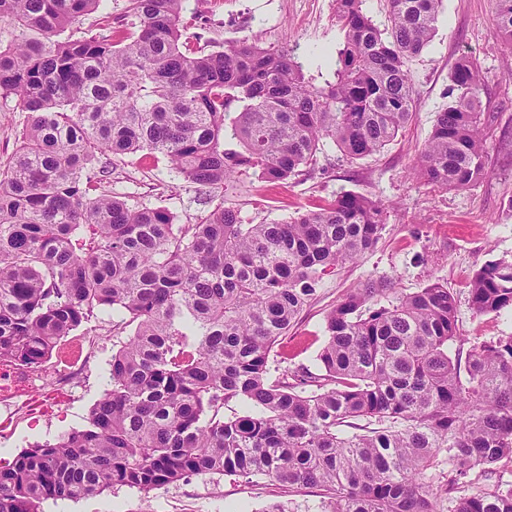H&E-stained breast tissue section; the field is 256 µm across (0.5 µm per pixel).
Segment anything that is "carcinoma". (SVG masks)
I'll use <instances>...</instances> for the list:
<instances>
[{
  "mask_svg": "<svg viewBox=\"0 0 512 512\" xmlns=\"http://www.w3.org/2000/svg\"><path fill=\"white\" fill-rule=\"evenodd\" d=\"M101 2L0 0V96L29 113L0 171V366L40 368L102 309L122 315L114 331L134 326L87 425L0 460V512L193 475L316 487L318 512H512V487L490 482L512 460V334L451 354L447 286L351 290L326 316L317 373L274 353L324 278L377 244L383 203L348 191L245 224L221 201L177 224L107 189L100 163L160 156L209 196L239 173L286 181L325 140L373 155L413 117L408 63L443 0H384V30L363 0H334L342 42L322 85L256 41L195 49L185 0H126L122 29L79 30ZM493 21L511 46L512 0H494ZM483 83L458 63L417 176L457 190L486 175ZM468 301L512 310V259L477 269Z\"/></svg>",
  "mask_w": 512,
  "mask_h": 512,
  "instance_id": "1",
  "label": "carcinoma"
}]
</instances>
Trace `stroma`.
<instances>
[{
  "label": "stroma",
  "mask_w": 512,
  "mask_h": 512,
  "mask_svg": "<svg viewBox=\"0 0 512 512\" xmlns=\"http://www.w3.org/2000/svg\"><path fill=\"white\" fill-rule=\"evenodd\" d=\"M183 23L196 46L208 51L230 39L256 38L265 47L290 52L318 85L331 78L342 39L333 0H187ZM464 56L477 61L485 78L487 174L470 189L456 191L417 178L413 167L448 103L450 76ZM408 68L415 115L381 152L352 160L328 142L315 163L288 181L271 184L245 174L224 187L225 205L239 209L249 224L296 217L346 191L387 205L375 248L324 279L317 297L281 341L289 367L317 370L326 314L347 291L370 280L392 279L406 293L431 279L447 285L458 296L463 349L512 332V311L477 315L468 303L472 273L489 259L512 258V48L496 32L491 0H443L432 42ZM26 120L18 98L0 97V168L8 166ZM110 186L129 203L169 209L181 224L196 223L212 208L162 161L115 160ZM112 325L111 310L98 312L39 370L0 374V385L10 391L7 405H0V458L13 459L30 444L86 425L91 407L109 386ZM319 501L315 488L291 494L264 480L207 475L147 495L117 486L79 500L49 499L41 510L264 512L277 504L282 512H316Z\"/></svg>",
  "instance_id": "35a3bbf8"
}]
</instances>
